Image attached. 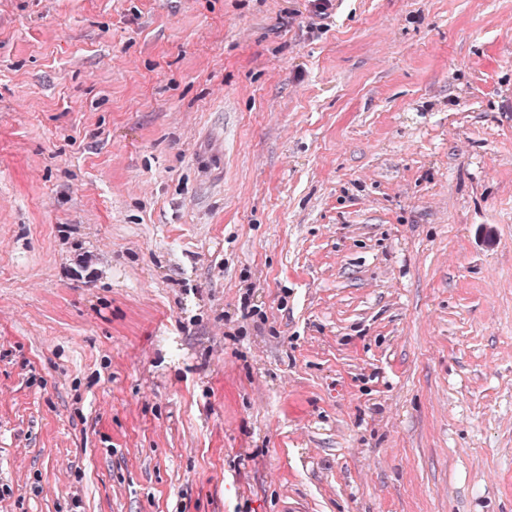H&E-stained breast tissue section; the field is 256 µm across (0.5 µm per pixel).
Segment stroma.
<instances>
[{
    "label": "stroma",
    "mask_w": 512,
    "mask_h": 512,
    "mask_svg": "<svg viewBox=\"0 0 512 512\" xmlns=\"http://www.w3.org/2000/svg\"><path fill=\"white\" fill-rule=\"evenodd\" d=\"M0 512H512V0H0Z\"/></svg>",
    "instance_id": "1"
}]
</instances>
